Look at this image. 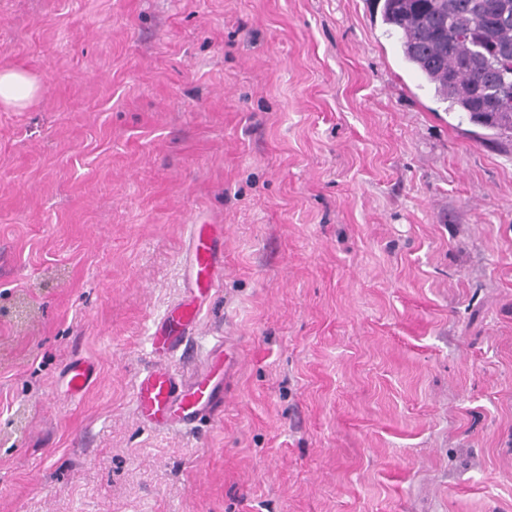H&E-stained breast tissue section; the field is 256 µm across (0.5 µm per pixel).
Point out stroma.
<instances>
[{
  "label": "stroma",
  "instance_id": "1",
  "mask_svg": "<svg viewBox=\"0 0 512 512\" xmlns=\"http://www.w3.org/2000/svg\"><path fill=\"white\" fill-rule=\"evenodd\" d=\"M382 4L0 0L39 83L0 106V512H512V141ZM196 224L222 277L160 357ZM158 363L219 418L143 421ZM94 372V367L83 361H75L68 365L65 380L72 399L79 398L85 393L92 383Z\"/></svg>",
  "mask_w": 512,
  "mask_h": 512
}]
</instances>
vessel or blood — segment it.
<instances>
[{"label":"vessel or blood","mask_w":512,"mask_h":512,"mask_svg":"<svg viewBox=\"0 0 512 512\" xmlns=\"http://www.w3.org/2000/svg\"><path fill=\"white\" fill-rule=\"evenodd\" d=\"M222 261L214 234L203 225L193 226L190 234L189 271L191 294L155 325L152 344L155 350H177L199 321V297L215 289L221 278ZM95 369L76 361L65 371L71 398L81 397L89 388ZM136 402L140 416L156 425L175 422L193 423L214 414L223 400L209 378L199 377L186 383L177 379L163 365H155L139 380Z\"/></svg>","instance_id":"obj_1"}]
</instances>
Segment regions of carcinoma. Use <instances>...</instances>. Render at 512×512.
Masks as SVG:
<instances>
[{"label":"carcinoma","mask_w":512,"mask_h":512,"mask_svg":"<svg viewBox=\"0 0 512 512\" xmlns=\"http://www.w3.org/2000/svg\"><path fill=\"white\" fill-rule=\"evenodd\" d=\"M382 19L445 110L512 138V0H384Z\"/></svg>","instance_id":"1"}]
</instances>
